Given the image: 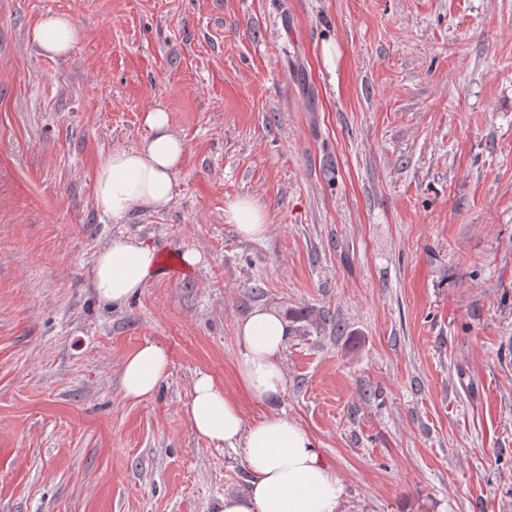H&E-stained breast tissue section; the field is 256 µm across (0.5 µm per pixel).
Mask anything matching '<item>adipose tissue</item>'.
Segmentation results:
<instances>
[{
	"label": "adipose tissue",
	"instance_id": "obj_1",
	"mask_svg": "<svg viewBox=\"0 0 512 512\" xmlns=\"http://www.w3.org/2000/svg\"><path fill=\"white\" fill-rule=\"evenodd\" d=\"M77 37L65 15L43 17L30 41L43 54L62 56ZM149 130L142 144L112 149L95 174L99 210L116 224L139 212L167 209L176 196V176L185 153L165 107L145 116ZM225 223L245 239L263 235L267 216L247 196L224 210ZM156 269L155 252L144 240L120 234L99 249L89 271L99 299L122 306L145 288ZM291 329L277 311L258 307L237 326V375L244 399L230 395L209 373L194 375L184 412L195 434L219 447L240 451L245 487L219 497L215 512H341L344 485L323 459L311 435L278 406L288 390L284 350ZM169 358L145 341L123 361L120 388L125 399L152 398L168 375ZM262 406L253 420L244 417L243 400Z\"/></svg>",
	"mask_w": 512,
	"mask_h": 512
}]
</instances>
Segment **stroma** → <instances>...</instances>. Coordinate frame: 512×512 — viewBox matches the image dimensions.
Returning <instances> with one entry per match:
<instances>
[{
	"mask_svg": "<svg viewBox=\"0 0 512 512\" xmlns=\"http://www.w3.org/2000/svg\"><path fill=\"white\" fill-rule=\"evenodd\" d=\"M50 13L77 29L61 58L29 42ZM158 103L177 194L114 224L96 169ZM243 196L262 239L224 221ZM120 232L200 261L112 307L88 275ZM259 306L344 512H512V0H0V512L242 489L183 404L199 370L236 391ZM147 340L168 376L134 403ZM169 363L159 344L145 341L121 365L120 388L124 398L133 402L152 398L168 375Z\"/></svg>",
	"mask_w": 512,
	"mask_h": 512,
	"instance_id": "1",
	"label": "stroma"
}]
</instances>
